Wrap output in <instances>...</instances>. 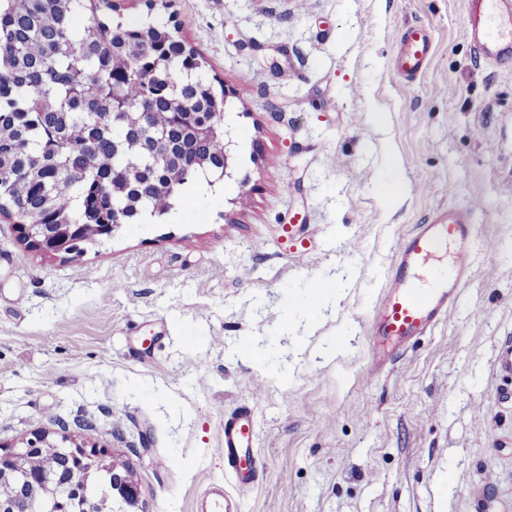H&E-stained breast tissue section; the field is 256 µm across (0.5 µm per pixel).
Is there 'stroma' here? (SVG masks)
<instances>
[{"label":"stroma","mask_w":512,"mask_h":512,"mask_svg":"<svg viewBox=\"0 0 512 512\" xmlns=\"http://www.w3.org/2000/svg\"><path fill=\"white\" fill-rule=\"evenodd\" d=\"M463 8L116 0L113 21L177 28L224 90L235 167L76 259L0 217V445L82 442L130 464L141 512H196L246 406L240 512H512V58L476 57ZM416 24L433 55L405 79L391 58ZM393 164L405 190L385 200ZM448 205L474 209L473 274L368 375L393 247Z\"/></svg>","instance_id":"obj_1"}]
</instances>
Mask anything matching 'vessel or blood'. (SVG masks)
Listing matches in <instances>:
<instances>
[{"label":"vessel or blood","instance_id":"obj_1","mask_svg":"<svg viewBox=\"0 0 512 512\" xmlns=\"http://www.w3.org/2000/svg\"><path fill=\"white\" fill-rule=\"evenodd\" d=\"M461 24L477 54L488 64L512 55V0H466ZM432 45L429 27H408L392 58L395 72L407 79L422 74ZM472 213L469 206L435 210L430 220L398 240L371 320L375 341L405 343L426 335L447 317L473 273ZM445 248L451 257L448 267L428 268V261ZM223 453L227 473L233 479V493L228 496L221 489L210 488L201 500V512H235L236 501L256 487L250 473L255 448L248 410L225 417Z\"/></svg>","mask_w":512,"mask_h":512}]
</instances>
